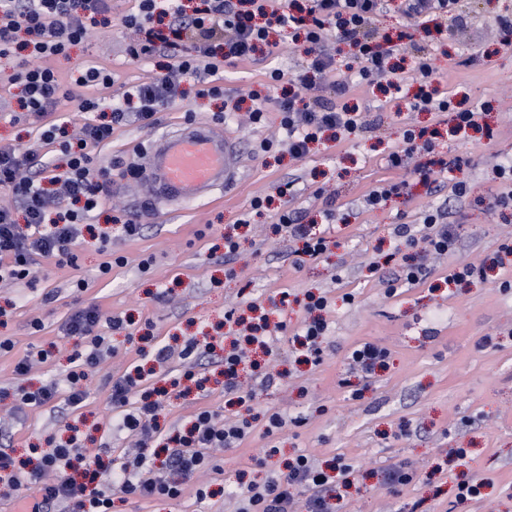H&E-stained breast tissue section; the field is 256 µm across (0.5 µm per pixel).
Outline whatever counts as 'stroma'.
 Instances as JSON below:
<instances>
[{"label":"stroma","mask_w":512,"mask_h":512,"mask_svg":"<svg viewBox=\"0 0 512 512\" xmlns=\"http://www.w3.org/2000/svg\"><path fill=\"white\" fill-rule=\"evenodd\" d=\"M510 4L501 0L491 9L485 0H462L467 24L449 26L443 43H435L425 29L416 33L418 46L431 48L449 95H466L471 109L485 110L494 130L490 139L478 133L448 138L447 113L411 110L408 84L404 98L395 100L375 84L352 88L345 100L367 113L371 128L339 144L314 143L299 160L260 148L278 128L276 112H268L261 126L245 124L238 112L223 113L218 122L220 102L192 94L169 104L156 127L117 129L111 142L95 150L96 164L137 161L139 150L155 137L192 119L211 123L218 132L233 130L243 145L245 172L220 198L182 207L145 206L151 193L146 180L113 176L111 194L92 221L94 233L78 248L77 266H41L33 280L0 288V335L14 342L10 353L0 355V389L14 388L17 360L41 348H53L54 359L49 368L32 370L30 383L65 372L75 341L64 336L61 326L73 310L93 305L103 315L134 321V339L114 336L115 355L85 381L88 398L81 409L30 410L14 423L9 444L16 454L75 425L86 447L105 446L119 456L128 438L104 399L109 378L121 375L135 359L140 335L167 342L201 337L223 322L225 310L244 302L274 310L283 290L290 303L281 317L294 325L305 314L307 295L323 293L332 305L322 363L296 364L291 341L281 335L273 345L281 379L253 386L255 412L283 413V430L268 437L262 425H254L242 447L224 452V474L214 485L215 498L206 504L196 503L190 483L179 499H118L112 512H238L240 472L265 478L282 470L297 450L322 463L342 455L356 466L355 480L342 492L343 512H409L418 499L424 512H512V291L499 288L501 280L512 279V255L497 256L505 237L512 236V209L495 206L500 185L493 177L497 163L512 159V45H503L497 24ZM137 8L138 0H112L111 25L95 29L69 58L55 59L54 67L64 74L87 60L107 63L117 75L118 93L148 80L153 64L130 61L125 52L133 34L123 18ZM265 68L262 62L225 64V98L262 89ZM407 124L439 130L437 151L466 157L454 172L470 187L466 197H454L447 184L430 191L415 182L410 170L388 168L386 155ZM390 179L409 181V194L365 210L364 195ZM290 180L297 189L290 208L302 212L305 223L329 225L335 241L321 258L300 264L294 242L276 228L279 209L251 207L254 197L276 195ZM436 207L457 227L453 254L430 264L420 284L388 295L405 258L417 254L393 237L394 225L413 222L419 211ZM129 212L141 215L143 231L135 238L122 236L114 222ZM103 233L108 242H100ZM228 234L239 243V255L230 262L222 250ZM103 244L126 259L106 275L99 272ZM484 261L493 264L486 278L457 287L445 284L450 267ZM80 280L86 290H78ZM163 290L168 296L162 301ZM49 293L54 301H46ZM347 293L352 302L344 301ZM36 318L44 323L42 331L30 326ZM362 341L387 348L390 356L386 369L358 382L355 398L338 381L347 372L349 351ZM296 417L305 418V425H293ZM266 448L272 456H263ZM452 448L469 449L468 465L449 463ZM258 456L264 465L255 464ZM401 463L412 465L418 480L389 491L380 472ZM472 477L490 479L484 498L457 502L456 483Z\"/></svg>","instance_id":"35a3bbf8"}]
</instances>
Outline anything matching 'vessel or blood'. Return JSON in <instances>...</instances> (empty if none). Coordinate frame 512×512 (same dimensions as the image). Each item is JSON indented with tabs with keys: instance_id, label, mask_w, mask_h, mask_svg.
I'll list each match as a JSON object with an SVG mask.
<instances>
[{
	"instance_id": "1",
	"label": "vessel or blood",
	"mask_w": 512,
	"mask_h": 512,
	"mask_svg": "<svg viewBox=\"0 0 512 512\" xmlns=\"http://www.w3.org/2000/svg\"><path fill=\"white\" fill-rule=\"evenodd\" d=\"M149 154L151 201L166 205L212 197L236 179L242 161L235 134L215 133L203 122L161 134L150 143Z\"/></svg>"
}]
</instances>
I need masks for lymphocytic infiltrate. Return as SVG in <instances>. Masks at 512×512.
I'll return each mask as SVG.
<instances>
[{
  "mask_svg": "<svg viewBox=\"0 0 512 512\" xmlns=\"http://www.w3.org/2000/svg\"><path fill=\"white\" fill-rule=\"evenodd\" d=\"M110 2L0 0V60L13 61L11 81L21 88L20 108L39 124L38 146H0V188L14 200L13 206H0V283L31 277L44 262L74 265L83 226L99 209L112 183L111 168L94 164L95 148L109 142L116 128L157 126L160 112L181 95L184 81L196 82L198 95L223 96L225 64L255 60L257 51L272 46L277 36L304 39L310 57L293 77H285L273 66L266 71L270 86L281 88V96L272 100L256 90L249 95L252 124L265 122L270 102L280 117L281 140L262 141L261 150L272 152L284 146L300 159L321 131L350 135L363 126L357 109L325 102L317 95L323 82L340 96L348 85L325 48L329 37L352 48L355 77L396 93L404 76L394 59L401 55L404 42L414 38L408 30L395 40L374 31V20L389 0H196L189 8L182 0H168L160 18L155 15V0H139L137 12L124 18L125 27L134 34L127 54L133 61H158L160 71L116 98L112 95L116 74L109 66L89 62L63 76L48 64L51 58L69 57L92 28L109 24ZM460 2L399 0L397 9L424 25L444 17L460 20ZM412 70L419 83L418 109L451 112L454 136L478 128L479 113L452 110L447 93L439 90L440 73L431 53L415 56ZM74 99L90 118L73 131L57 112L62 102ZM279 227L297 242V253L303 257L319 259L332 243L327 231L301 223L292 209L281 211ZM394 233L406 245H418L436 255L451 254L456 240L454 225L438 209L424 210L419 223L395 225ZM328 308L327 297L312 299L305 306L303 324L291 331L292 341L305 347L317 362L329 330L322 316ZM224 323L235 332L223 356H216L214 344L193 337L177 349L156 342L150 348H138L137 361L113 380L107 407L138 439L135 451L124 455L119 467L106 463L101 452L91 448L76 452L50 437L45 447L36 449V464L30 468L0 450V485L12 495L37 486L41 498L30 512H53L58 506L66 512H112L115 495L176 499L192 480L197 483V503H205L212 492L203 474L222 475L215 453L239 447L248 422L226 423L222 410L202 406L193 413L190 428L182 431L160 427L158 415L171 399L184 396L191 386H202L193 364L213 356L223 367L225 393L236 395L238 403L251 402L254 394L243 389L240 366L251 365L262 383H272L269 365L252 362V353L257 347L270 350L272 329H288L283 321L273 326L246 324L235 309L225 311ZM125 327L123 318L103 316L93 306L71 312L64 332L78 339L79 345L68 358L66 375L48 379L34 391L17 387L16 402L41 408L60 400L69 409H80L86 400L82 383L103 360L105 331ZM175 354L186 365L171 371L167 364ZM355 474L345 457H334L325 469L301 452L288 460L284 472L260 484H244L240 512H291L300 488L310 492L306 512H336L337 491L352 484Z\"/></svg>",
  "mask_w": 512,
  "mask_h": 512,
  "instance_id": "1",
  "label": "lymphocytic infiltrate"
}]
</instances>
